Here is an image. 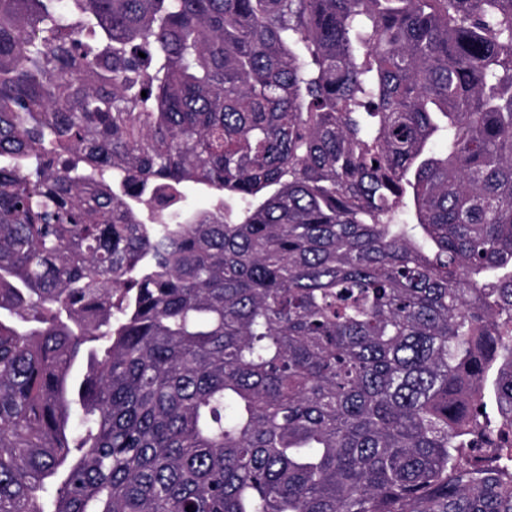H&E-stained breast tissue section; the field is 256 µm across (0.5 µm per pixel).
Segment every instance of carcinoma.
Returning a JSON list of instances; mask_svg holds the SVG:
<instances>
[{
	"instance_id": "1",
	"label": "carcinoma",
	"mask_w": 512,
	"mask_h": 512,
	"mask_svg": "<svg viewBox=\"0 0 512 512\" xmlns=\"http://www.w3.org/2000/svg\"><path fill=\"white\" fill-rule=\"evenodd\" d=\"M189 505L512 512V0H0V512Z\"/></svg>"
}]
</instances>
